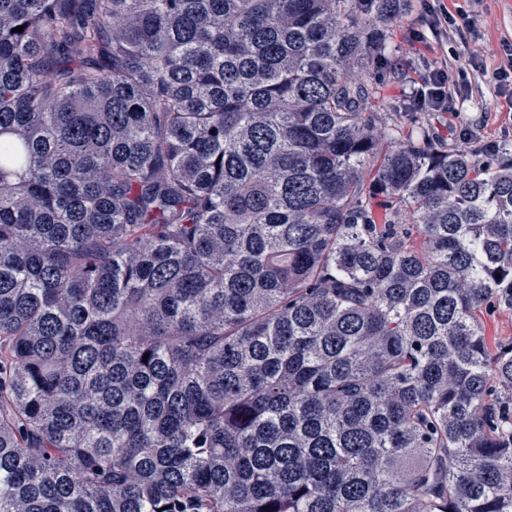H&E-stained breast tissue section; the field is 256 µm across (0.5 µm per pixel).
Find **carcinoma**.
<instances>
[{
	"instance_id": "cac0c4a2",
	"label": "carcinoma",
	"mask_w": 512,
	"mask_h": 512,
	"mask_svg": "<svg viewBox=\"0 0 512 512\" xmlns=\"http://www.w3.org/2000/svg\"><path fill=\"white\" fill-rule=\"evenodd\" d=\"M407 7L0 0V512H512V148L368 106ZM483 323L485 336L491 342L512 337V311L485 312Z\"/></svg>"
}]
</instances>
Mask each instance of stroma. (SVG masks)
I'll return each instance as SVG.
<instances>
[{
  "label": "stroma",
  "instance_id": "1",
  "mask_svg": "<svg viewBox=\"0 0 512 512\" xmlns=\"http://www.w3.org/2000/svg\"><path fill=\"white\" fill-rule=\"evenodd\" d=\"M421 0H410L406 14L392 23L388 34V52L376 66L380 78L377 98L372 106L385 113H398L407 121L408 101L404 90L417 86L423 63L411 56L409 40L423 30ZM512 41V0H484L483 13L472 27H463L448 37V69L456 71L464 59L475 55L487 73L465 72L462 80L469 88L460 103V116L447 112H430L426 118L434 140L463 148L460 133L465 125H484L487 141L494 145L512 144V90L499 87L491 76L505 60L504 41Z\"/></svg>",
  "mask_w": 512,
  "mask_h": 512
}]
</instances>
